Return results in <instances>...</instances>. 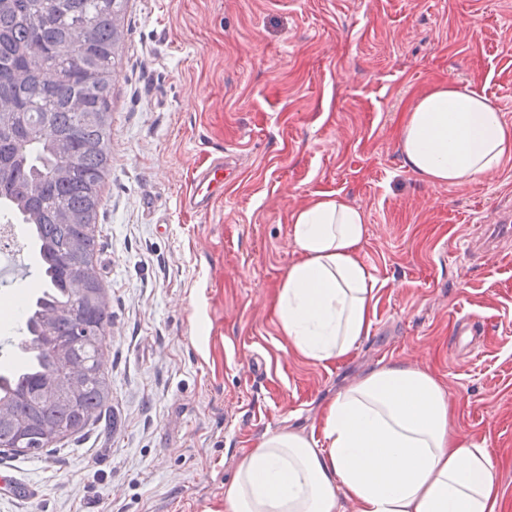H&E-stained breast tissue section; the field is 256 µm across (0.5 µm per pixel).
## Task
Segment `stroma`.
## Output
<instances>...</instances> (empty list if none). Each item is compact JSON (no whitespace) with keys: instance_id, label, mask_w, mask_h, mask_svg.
<instances>
[{"instance_id":"obj_1","label":"stroma","mask_w":512,"mask_h":512,"mask_svg":"<svg viewBox=\"0 0 512 512\" xmlns=\"http://www.w3.org/2000/svg\"><path fill=\"white\" fill-rule=\"evenodd\" d=\"M123 26L98 224L109 418L42 454L0 452L27 491L0 489V512H224L245 451L311 434L392 361L439 381L451 429L499 458L512 512V263L466 249L512 210V161L434 185L396 140L445 82L512 125V0H126ZM217 157L224 189L202 212L186 197ZM321 193L364 209L377 282L369 335L327 366L288 351L273 313L290 218Z\"/></svg>"}]
</instances>
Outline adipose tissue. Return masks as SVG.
Returning <instances> with one entry per match:
<instances>
[{"mask_svg":"<svg viewBox=\"0 0 512 512\" xmlns=\"http://www.w3.org/2000/svg\"><path fill=\"white\" fill-rule=\"evenodd\" d=\"M398 146L408 170L458 184L512 161V126L464 85L439 84L403 115ZM365 211L322 195L295 211L297 259L276 290L288 348L329 365L368 336L376 281L359 258ZM454 411L430 374L401 362L372 370L324 406L317 434L265 435L240 459L224 512H502L495 460L453 433Z\"/></svg>","mask_w":512,"mask_h":512,"instance_id":"ef3b65f1","label":"adipose tissue"}]
</instances>
